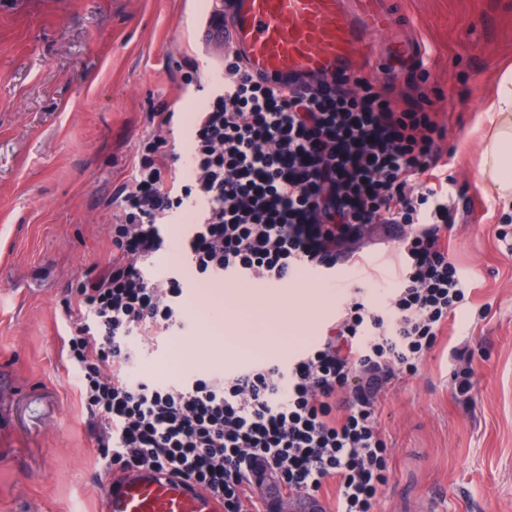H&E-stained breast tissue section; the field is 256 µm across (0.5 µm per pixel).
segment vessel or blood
Instances as JSON below:
<instances>
[{"label":"vessel or blood","mask_w":512,"mask_h":512,"mask_svg":"<svg viewBox=\"0 0 512 512\" xmlns=\"http://www.w3.org/2000/svg\"><path fill=\"white\" fill-rule=\"evenodd\" d=\"M398 22L384 0H226L223 16L200 21L197 35L239 50L258 79L331 74L358 60L388 75L391 59L420 68L426 62L414 38L392 43L383 55L370 44L372 33ZM105 487V512H222L207 491L151 469L108 476Z\"/></svg>","instance_id":"b4317fda"}]
</instances>
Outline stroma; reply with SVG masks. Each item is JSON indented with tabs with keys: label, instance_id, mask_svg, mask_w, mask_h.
Returning a JSON list of instances; mask_svg holds the SVG:
<instances>
[{
	"label": "stroma",
	"instance_id": "stroma-1",
	"mask_svg": "<svg viewBox=\"0 0 512 512\" xmlns=\"http://www.w3.org/2000/svg\"><path fill=\"white\" fill-rule=\"evenodd\" d=\"M422 42L428 72L404 71L445 115L449 254L469 305L418 373L381 400L391 476L376 512H512V214L479 172L486 108L512 67V0H397ZM206 0H0V512H101L104 463L88 431L77 368L62 351L68 288L109 258L106 202L127 175L144 113L174 96L184 57L201 47L189 22ZM339 292L300 310L305 329L274 343L283 363L320 336ZM201 315L147 353L134 378L170 381L188 368L217 375L250 365L234 352L201 353ZM473 371L458 397L454 351Z\"/></svg>",
	"mask_w": 512,
	"mask_h": 512
}]
</instances>
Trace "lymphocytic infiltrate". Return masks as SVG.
Instances as JSON below:
<instances>
[{
	"label": "lymphocytic infiltrate",
	"instance_id": "lymphocytic-infiltrate-1",
	"mask_svg": "<svg viewBox=\"0 0 512 512\" xmlns=\"http://www.w3.org/2000/svg\"><path fill=\"white\" fill-rule=\"evenodd\" d=\"M173 101L144 116L130 172L112 191V255L69 289L62 349L80 373L97 452L111 473L148 467L253 512L255 474L288 491L336 480V512H375L390 475L382 397L416 375L466 302L448 253L447 126L425 93L398 103L370 71L258 80L225 52L193 98L185 58ZM196 99L181 145L171 138ZM193 279L150 267L171 225ZM380 227L396 285L376 303L354 287L326 334L287 364L160 384L128 374L139 342L185 329L191 280L266 287L300 270L360 266Z\"/></svg>",
	"mask_w": 512,
	"mask_h": 512
}]
</instances>
